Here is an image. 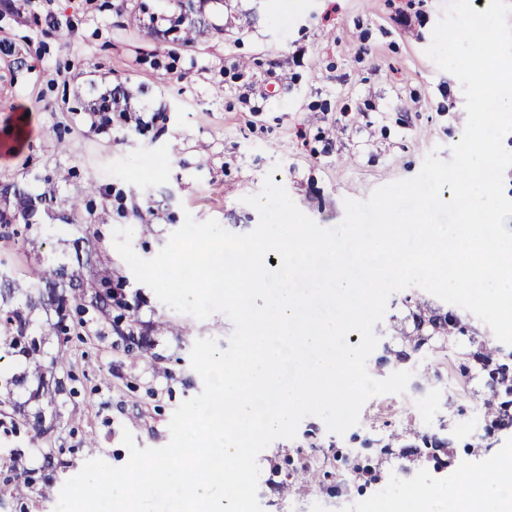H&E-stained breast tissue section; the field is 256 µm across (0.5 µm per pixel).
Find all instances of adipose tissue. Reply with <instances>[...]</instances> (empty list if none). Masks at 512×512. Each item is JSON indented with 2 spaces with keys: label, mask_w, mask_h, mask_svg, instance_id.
I'll use <instances>...</instances> for the list:
<instances>
[{
  "label": "adipose tissue",
  "mask_w": 512,
  "mask_h": 512,
  "mask_svg": "<svg viewBox=\"0 0 512 512\" xmlns=\"http://www.w3.org/2000/svg\"><path fill=\"white\" fill-rule=\"evenodd\" d=\"M492 479L482 485H473L469 473H462L460 483L448 486L442 492L432 489L400 486L394 489L393 499L404 507L406 512H416L417 506L423 505L435 496H442L449 512H457L463 493H470L474 512H512V472L507 471L499 462L488 465Z\"/></svg>",
  "instance_id": "ef3b65f1"
}]
</instances>
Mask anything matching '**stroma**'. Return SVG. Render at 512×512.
I'll return each instance as SVG.
<instances>
[{
	"mask_svg": "<svg viewBox=\"0 0 512 512\" xmlns=\"http://www.w3.org/2000/svg\"><path fill=\"white\" fill-rule=\"evenodd\" d=\"M445 0H197L193 45L175 38L170 0H0V185L36 198L35 228L13 236L0 228V258L11 281L30 287L44 261L71 263L75 236L56 205L42 201L46 178L61 197L93 195L92 277L109 269L114 292L133 306L150 340L139 356L123 354L112 319L96 317L72 333L56 375L63 393L14 399L26 414L0 416V450L18 449V471L34 482L13 492L0 472L5 512H54L56 492L76 475L94 438L96 455L127 462L130 431L141 448L169 443L174 410L203 389L190 363L201 338L227 348L232 322L204 320L162 304L136 281L113 245L115 229L134 230L132 247L153 258L185 214L217 220L226 230H253L257 211L244 198L265 176L323 227L338 225L345 199L366 200L378 187L414 177L425 157L450 159L466 116L459 80L425 55ZM69 32L60 41L57 31ZM118 90L122 111H94L100 95ZM424 308L457 318L463 329L447 355L402 360L403 334ZM367 361L383 379L412 371L405 394L363 406L344 435L305 418L294 439L261 452L258 499L264 512H295L314 499L366 504L387 501L400 485L442 489L460 463L485 468L512 453V428L488 434L474 409L485 376L464 384L455 357L493 340L471 312L415 287L390 296L374 328ZM42 416V447L29 442L28 421ZM365 449L371 471L355 476L350 456ZM322 459L344 483L327 479L303 490L292 469ZM55 493L42 496L45 478Z\"/></svg>",
	"mask_w": 512,
	"mask_h": 512,
	"instance_id": "stroma-1",
	"label": "stroma"
}]
</instances>
